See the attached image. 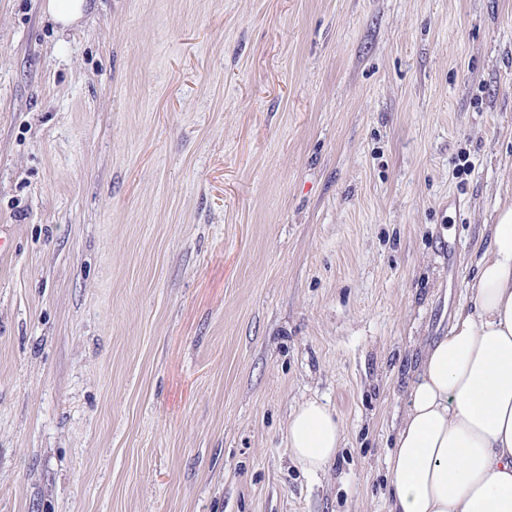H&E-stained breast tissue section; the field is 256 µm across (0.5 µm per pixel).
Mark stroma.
Wrapping results in <instances>:
<instances>
[{"label": "stroma", "instance_id": "stroma-1", "mask_svg": "<svg viewBox=\"0 0 512 512\" xmlns=\"http://www.w3.org/2000/svg\"><path fill=\"white\" fill-rule=\"evenodd\" d=\"M506 196L512 0H0V512H388ZM42 8L64 32L83 19L90 9V0H43ZM288 447L308 472L324 471L336 457L341 429L332 412L317 399L297 406L287 428Z\"/></svg>", "mask_w": 512, "mask_h": 512}]
</instances>
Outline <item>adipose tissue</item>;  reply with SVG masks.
<instances>
[{
	"label": "adipose tissue",
	"mask_w": 512,
	"mask_h": 512,
	"mask_svg": "<svg viewBox=\"0 0 512 512\" xmlns=\"http://www.w3.org/2000/svg\"><path fill=\"white\" fill-rule=\"evenodd\" d=\"M468 305L428 345L386 459L390 512H512V203H496ZM288 446L316 473L341 429L315 399L297 406Z\"/></svg>",
	"instance_id": "obj_1"
}]
</instances>
